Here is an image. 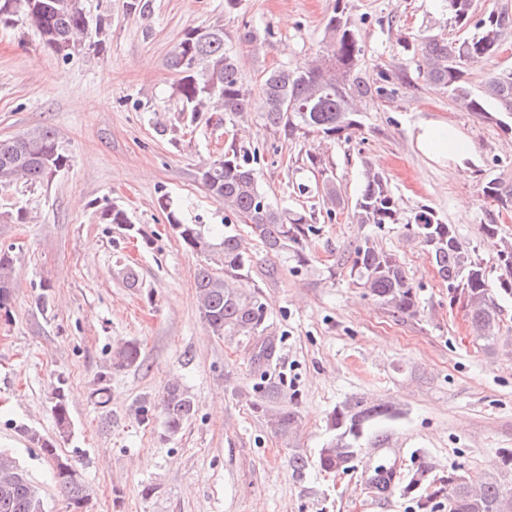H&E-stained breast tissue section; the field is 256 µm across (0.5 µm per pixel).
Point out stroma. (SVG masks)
Wrapping results in <instances>:
<instances>
[{
	"mask_svg": "<svg viewBox=\"0 0 512 512\" xmlns=\"http://www.w3.org/2000/svg\"><path fill=\"white\" fill-rule=\"evenodd\" d=\"M340 1L360 29L362 77L389 75L392 95L366 101L361 126L347 139L288 141L257 110L234 128L259 152L268 200L312 213L318 228L303 245L304 265L248 243L280 368L300 394V428L283 438L250 407V344L213 336L201 319L194 278L205 258L185 249L160 206L173 202L187 224L225 217L200 180L201 166L224 153V115H191L172 93L179 75L168 61L187 30L220 27L243 76L258 83L323 50ZM128 2L82 0L89 20L103 26L66 59L43 45L24 16L0 22V138L47 127L68 157L49 183L0 190V214L30 216L26 224L0 223V246H13L16 257L13 300L0 311V450L28 473L44 512L70 509L22 425L57 440L76 461L89 488L86 512H411L401 493L371 498L360 470L406 466L418 454L436 470L480 480L502 449H512V295L498 296L502 339L484 349L415 241L398 226L379 231L352 220L363 172L373 168L404 213L435 211L497 280V239L481 227L496 225L497 238L512 240V210H498L482 187L493 178L512 183V131L458 110L420 75L406 47L422 33L455 40L473 27L459 26L445 0H238L231 9L225 0H142L136 11ZM247 28L262 48L243 40ZM462 71L474 91L489 73L512 71V31L494 57L477 66L464 61ZM429 120L457 126L475 146L472 161L439 165L421 153L412 132ZM311 153L336 185L335 210L314 189ZM112 207L125 211L137 237L104 220ZM367 237L400 258L416 288L417 316H394L338 265ZM129 268L138 277L133 287L124 278ZM44 281L53 285L45 310L35 303ZM121 340L138 341L142 364L111 373L102 407L95 379ZM59 376L72 420L64 439L49 401ZM175 378L195 394L198 411L165 440L160 424H139L131 408ZM356 398L398 410L382 425L384 450L363 453L341 477L312 467L295 479L289 457L315 458L330 437L328 414ZM147 486L152 495H144Z\"/></svg>",
	"mask_w": 512,
	"mask_h": 512,
	"instance_id": "obj_1",
	"label": "stroma"
}]
</instances>
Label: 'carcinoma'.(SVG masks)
Instances as JSON below:
<instances>
[{"instance_id":"obj_1","label":"carcinoma","mask_w":512,"mask_h":512,"mask_svg":"<svg viewBox=\"0 0 512 512\" xmlns=\"http://www.w3.org/2000/svg\"><path fill=\"white\" fill-rule=\"evenodd\" d=\"M19 10L36 27L44 45L64 59L76 49V37L89 27L81 0H0V17ZM448 10L456 22L474 24L475 33L461 42L431 35L417 38L419 73L429 84L449 92L459 110L508 126L504 118L512 119V72L491 73L480 93L474 94L464 84L460 63L497 53L503 36L512 30V9L500 4L477 20L473 19V0H448ZM326 34V50L307 69L278 68L255 86L244 79L236 58L224 48V29L194 28L170 57V67L180 75L173 93L195 114L222 112L230 121L244 117L259 103L265 126L289 140L310 133L346 138L359 125L358 102L391 94L385 85L389 76H382L384 84L374 88L360 79V31L339 3L327 20ZM257 161V150L232 141L222 158L201 169V181L209 194L224 204L225 211L246 225L266 253L286 255L302 246L316 227L305 214L267 201L259 185ZM307 161L322 178L327 203L336 206V186L321 157L309 154ZM66 162L54 131L48 128L21 134L9 145L0 142V190L20 180L32 186L41 184ZM363 179L353 220L378 228L402 226L426 252L448 293L466 298L467 318L476 337L486 348L495 346L501 321L496 295H512V241H500L496 261L502 274L491 284L483 260L461 242L453 225L424 207L410 216L403 215L380 172L369 167ZM482 192L497 208L512 209L511 183L492 179ZM162 207L181 243L206 259L195 276L200 316L213 335L252 343L251 364L258 370L260 382L251 407L256 413L273 412L276 432L288 436L299 420L298 393L288 390L283 376L271 372L277 345L269 334L267 309L260 292L247 286L254 268L253 255L228 225L185 224L169 203H162ZM104 217L130 235L137 232L120 209L114 208ZM337 264L349 266L355 283L392 313L417 314L416 290L399 258L380 250L371 238L358 242L347 259H339ZM14 272L13 247H0V310L11 300ZM141 364L139 343L126 340L112 350L109 369L121 371ZM197 410L189 388L172 381L158 397L137 400L132 415L142 425L160 419L163 437L169 439L181 432ZM51 413L60 436L70 435L71 419L61 379L52 388ZM397 416L398 411L391 406L364 399L336 406L327 418L331 436L318 450L315 465L336 477L349 473L365 445L383 447L387 436L376 431L379 422ZM22 432L41 451L70 507L82 508L89 499V489L75 461L60 452L56 441L25 428ZM456 476L453 469L437 472L421 461L398 478L397 488L414 501L415 512H437L450 484L454 485L452 512H512V449L500 452L499 464L477 485L465 477L456 482ZM0 512H43L36 487L16 459L4 451H0Z\"/></svg>"}]
</instances>
